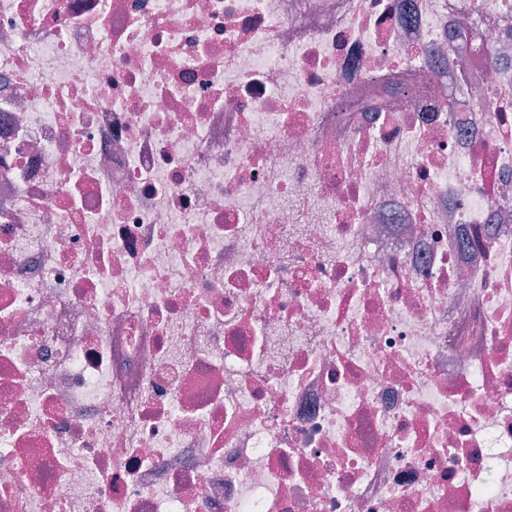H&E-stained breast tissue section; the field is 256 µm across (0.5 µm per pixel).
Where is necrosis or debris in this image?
Wrapping results in <instances>:
<instances>
[{
    "mask_svg": "<svg viewBox=\"0 0 512 512\" xmlns=\"http://www.w3.org/2000/svg\"><path fill=\"white\" fill-rule=\"evenodd\" d=\"M0 512H512V0H0Z\"/></svg>",
    "mask_w": 512,
    "mask_h": 512,
    "instance_id": "necrosis-or-debris-1",
    "label": "necrosis or debris"
}]
</instances>
